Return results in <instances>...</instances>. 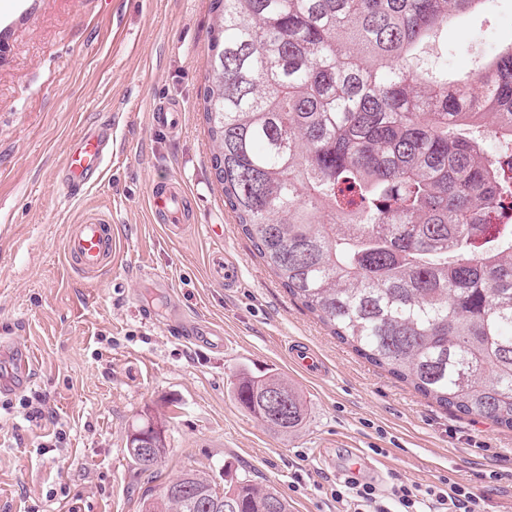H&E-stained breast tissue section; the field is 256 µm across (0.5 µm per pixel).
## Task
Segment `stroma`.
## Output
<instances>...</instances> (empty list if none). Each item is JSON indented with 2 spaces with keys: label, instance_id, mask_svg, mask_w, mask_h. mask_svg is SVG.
I'll list each match as a JSON object with an SVG mask.
<instances>
[{
  "label": "stroma",
  "instance_id": "stroma-1",
  "mask_svg": "<svg viewBox=\"0 0 512 512\" xmlns=\"http://www.w3.org/2000/svg\"><path fill=\"white\" fill-rule=\"evenodd\" d=\"M211 0H34L0 38V339L29 350V422L0 409V512H142L148 489L192 470L276 488L292 512H336L330 489L348 468L390 489L452 478L512 512V431L444 410L358 357L279 279L241 233L210 168L203 120ZM512 40V0L460 18L428 43L460 71ZM171 103L173 126L151 113ZM113 125L112 158L68 195L57 172L71 141ZM175 179L193 205L171 233L154 213L152 182ZM100 212L120 250L89 276L64 253L70 225ZM225 251L240 285L213 279ZM222 334L206 348L171 332L175 315ZM313 346L322 378L295 368L288 347ZM278 373L306 414L291 433L268 428L230 382ZM164 420L169 451L138 472L127 436Z\"/></svg>",
  "mask_w": 512,
  "mask_h": 512
}]
</instances>
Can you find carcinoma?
<instances>
[{
	"mask_svg": "<svg viewBox=\"0 0 512 512\" xmlns=\"http://www.w3.org/2000/svg\"><path fill=\"white\" fill-rule=\"evenodd\" d=\"M489 0H212L203 115L224 204L288 293L361 357L445 409L512 430V42L448 79L424 46ZM263 424L298 427L288 381L239 376ZM145 512H211L181 488ZM234 512H289L225 480Z\"/></svg>",
	"mask_w": 512,
	"mask_h": 512,
	"instance_id": "cac0c4a2",
	"label": "carcinoma"
}]
</instances>
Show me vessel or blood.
I'll return each instance as SVG.
<instances>
[{"mask_svg":"<svg viewBox=\"0 0 512 512\" xmlns=\"http://www.w3.org/2000/svg\"><path fill=\"white\" fill-rule=\"evenodd\" d=\"M112 152V129L101 124L88 128L68 147L62 161L63 186L74 192L99 178ZM156 212L172 233H180L189 218L186 193L179 182L169 180L150 187ZM117 240L109 219L96 213L83 217L67 233L64 251L74 268L94 274L108 266L117 254ZM291 362L304 373L317 376L324 373V359L308 344L295 343L290 352Z\"/></svg>","mask_w":512,"mask_h":512,"instance_id":"1","label":"vessel or blood"}]
</instances>
